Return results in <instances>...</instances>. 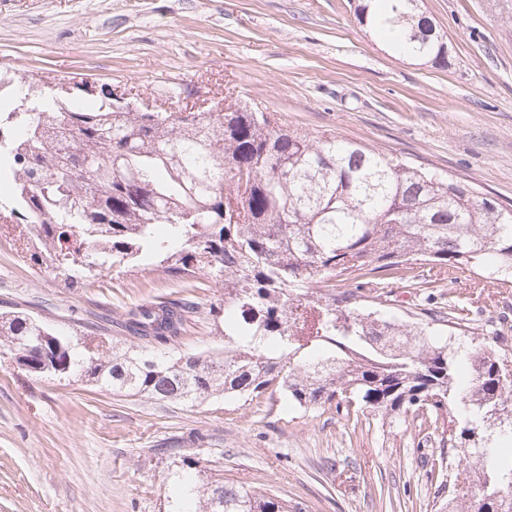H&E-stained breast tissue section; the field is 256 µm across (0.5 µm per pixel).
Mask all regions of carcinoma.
<instances>
[{
  "instance_id": "obj_1",
  "label": "carcinoma",
  "mask_w": 512,
  "mask_h": 512,
  "mask_svg": "<svg viewBox=\"0 0 512 512\" xmlns=\"http://www.w3.org/2000/svg\"><path fill=\"white\" fill-rule=\"evenodd\" d=\"M420 0H366L361 18L412 57L438 60L445 46L418 34ZM18 76L0 71V167L13 192L0 223L31 220L20 257L78 285L114 269L160 267L181 280L210 275L224 288V351L172 358L87 345L27 315L0 313V347L48 337L67 375L102 389L159 402L192 404L238 395L260 401L280 388L288 404L349 418L413 415L424 442L477 448V481L453 484L458 512H480L494 497L512 512V425L487 429L488 413L512 404V381L486 345L455 348L463 331L448 314L410 322L369 311L361 289L385 272L419 287L414 266L512 276V206L468 185L326 131L292 130L269 112L232 105L222 112L113 109L102 93L43 89L13 97ZM368 281L338 293V275ZM192 305L141 304L123 322L149 343L177 342ZM448 413V428L439 426ZM448 483L470 467L461 451L426 458ZM303 512L298 503L222 479L209 480L199 512Z\"/></svg>"
}]
</instances>
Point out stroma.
I'll return each mask as SVG.
<instances>
[{"instance_id": "obj_1", "label": "stroma", "mask_w": 512, "mask_h": 512, "mask_svg": "<svg viewBox=\"0 0 512 512\" xmlns=\"http://www.w3.org/2000/svg\"><path fill=\"white\" fill-rule=\"evenodd\" d=\"M365 0H0V68L56 83L88 77L156 112L196 99L255 103L293 129L328 131L452 176L512 204V0H423L444 60L396 52L362 22ZM413 290H379L393 312L463 310L476 342L512 362V283L438 265ZM191 301L174 355L216 353L224 291L162 270L111 272L69 288L0 231V312L123 350L151 345L119 321L145 303ZM419 422L352 421L237 397L192 405L46 379L0 357V512H194L204 476L263 486L305 512H448L421 463ZM202 434L203 443L192 442Z\"/></svg>"}]
</instances>
